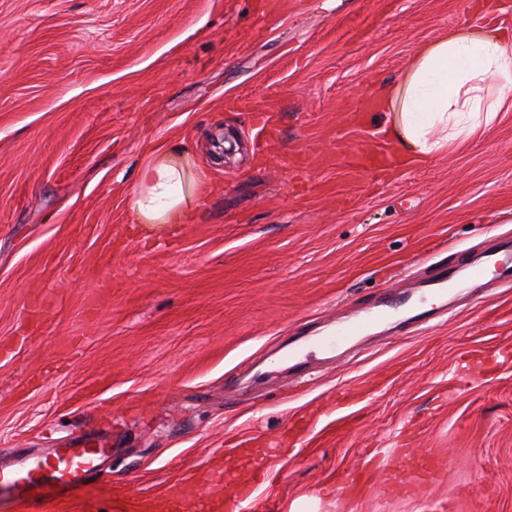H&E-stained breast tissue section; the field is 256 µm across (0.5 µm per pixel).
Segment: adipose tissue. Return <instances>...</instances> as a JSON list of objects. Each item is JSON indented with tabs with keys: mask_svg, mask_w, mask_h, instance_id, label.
Listing matches in <instances>:
<instances>
[{
	"mask_svg": "<svg viewBox=\"0 0 512 512\" xmlns=\"http://www.w3.org/2000/svg\"><path fill=\"white\" fill-rule=\"evenodd\" d=\"M390 138L427 160L484 134L512 112V32L477 20L424 44L401 83L386 91ZM208 178L193 152L170 143L151 151L131 198L139 224H183L206 199Z\"/></svg>",
	"mask_w": 512,
	"mask_h": 512,
	"instance_id": "obj_1",
	"label": "adipose tissue"
}]
</instances>
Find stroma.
Wrapping results in <instances>:
<instances>
[{"instance_id": "obj_1", "label": "stroma", "mask_w": 512, "mask_h": 512, "mask_svg": "<svg viewBox=\"0 0 512 512\" xmlns=\"http://www.w3.org/2000/svg\"><path fill=\"white\" fill-rule=\"evenodd\" d=\"M470 2L0 0V455L112 451L46 500L126 512L114 483L151 491L219 450L248 480L237 453L280 446L254 512H512V279L458 283L428 327L404 311L303 344L379 302L369 256L418 289L512 230V112L386 179L352 163L393 149L379 97ZM255 110L273 123L261 152ZM169 140L207 201L134 223L144 156ZM425 450L424 499L377 498L366 476L320 494L365 455L411 474Z\"/></svg>"}]
</instances>
